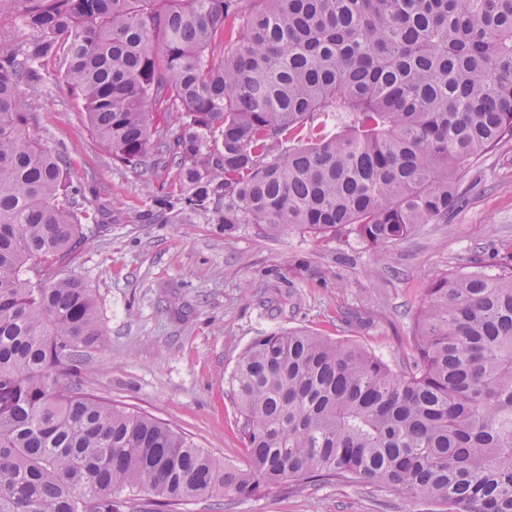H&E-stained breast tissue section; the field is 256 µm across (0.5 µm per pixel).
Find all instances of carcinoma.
<instances>
[{"instance_id":"1","label":"carcinoma","mask_w":512,"mask_h":512,"mask_svg":"<svg viewBox=\"0 0 512 512\" xmlns=\"http://www.w3.org/2000/svg\"><path fill=\"white\" fill-rule=\"evenodd\" d=\"M0 512H123L311 481L388 485L439 512H512V265L425 289L405 374L304 331L256 338L228 378L247 463L82 389L104 346L92 291L55 264L84 193L21 86L62 53L112 160L176 168L224 232L256 224L388 246L448 219L512 140V0H0ZM183 112L170 141L159 109ZM316 114L340 119L327 134Z\"/></svg>"}]
</instances>
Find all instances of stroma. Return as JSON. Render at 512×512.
Wrapping results in <instances>:
<instances>
[{
    "label": "stroma",
    "mask_w": 512,
    "mask_h": 512,
    "mask_svg": "<svg viewBox=\"0 0 512 512\" xmlns=\"http://www.w3.org/2000/svg\"><path fill=\"white\" fill-rule=\"evenodd\" d=\"M31 121L85 190L84 237L63 272L97 300L108 336L80 356L83 388L166 423L195 445L241 465L228 376L240 354L272 331L307 329L363 346L394 370L414 360L428 284L449 272H500L512 243V140L480 158L459 183L447 222L372 248L254 224L225 233L224 207L182 210L174 168L151 175L114 163L63 80L62 57L42 59ZM173 201L161 208L160 198ZM170 512H421L393 488L336 481L186 499Z\"/></svg>",
    "instance_id": "stroma-1"
}]
</instances>
